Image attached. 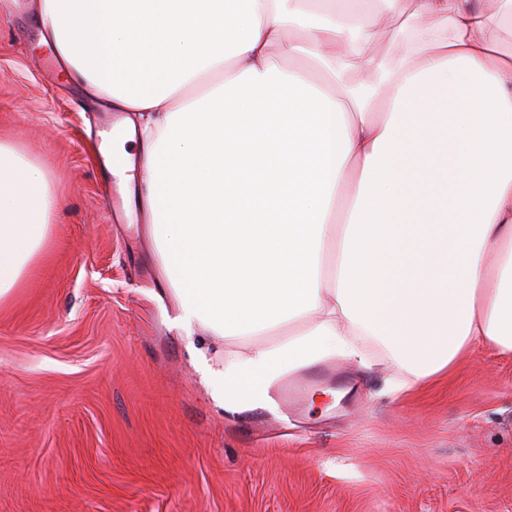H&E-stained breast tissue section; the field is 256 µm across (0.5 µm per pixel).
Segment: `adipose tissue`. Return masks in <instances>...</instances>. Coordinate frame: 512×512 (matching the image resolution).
Returning <instances> with one entry per match:
<instances>
[{"mask_svg":"<svg viewBox=\"0 0 512 512\" xmlns=\"http://www.w3.org/2000/svg\"><path fill=\"white\" fill-rule=\"evenodd\" d=\"M407 2L42 0L70 75L124 115L106 165L148 205L223 409L273 408L274 379L317 359L369 367L371 344L391 395L474 350L512 354V0ZM392 17L391 65L374 41ZM295 55L326 82L281 66ZM340 66L358 88L336 92ZM51 203L45 171L0 141V305L41 257Z\"/></svg>","mask_w":512,"mask_h":512,"instance_id":"ef3b65f1","label":"adipose tissue"}]
</instances>
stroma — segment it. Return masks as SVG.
Instances as JSON below:
<instances>
[{
  "instance_id": "obj_1",
  "label": "stroma",
  "mask_w": 512,
  "mask_h": 512,
  "mask_svg": "<svg viewBox=\"0 0 512 512\" xmlns=\"http://www.w3.org/2000/svg\"><path fill=\"white\" fill-rule=\"evenodd\" d=\"M40 0H0V141L46 171L44 258L0 305V512H512V355L469 354L390 396L228 412L199 382L139 202L115 210L110 103L45 66Z\"/></svg>"
}]
</instances>
